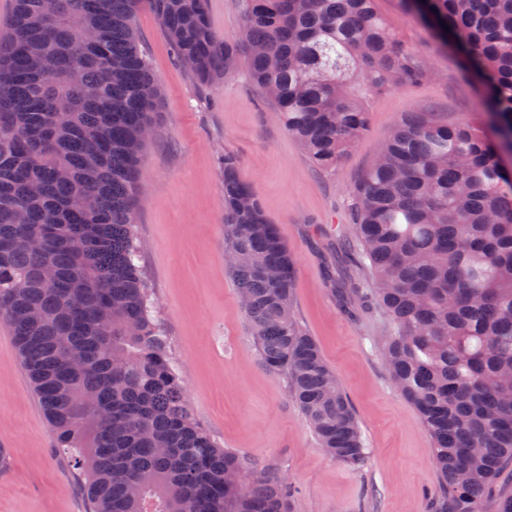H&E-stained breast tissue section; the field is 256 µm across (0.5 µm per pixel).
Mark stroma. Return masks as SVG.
<instances>
[{
    "mask_svg": "<svg viewBox=\"0 0 512 512\" xmlns=\"http://www.w3.org/2000/svg\"><path fill=\"white\" fill-rule=\"evenodd\" d=\"M375 7L430 75L371 97L367 132L329 169L312 163L278 109L243 73L199 87L175 63L155 15L144 10L134 20L161 91L142 159L141 264L196 419L218 445L291 483L293 512H425L439 483L429 436L382 361L388 317L375 307L346 314L326 270L352 237L357 180L407 113L430 112L450 126L478 123L480 90L453 54L436 49L400 0H375ZM226 154L239 158L269 222L295 257L296 317L357 416L369 450L361 468L325 454L282 376L260 362L225 268ZM0 448L11 451L0 461V512H88L76 475L55 449L12 331L1 322Z\"/></svg>",
    "mask_w": 512,
    "mask_h": 512,
    "instance_id": "1",
    "label": "stroma"
}]
</instances>
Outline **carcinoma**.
Returning a JSON list of instances; mask_svg holds the SVG:
<instances>
[{"instance_id": "obj_1", "label": "carcinoma", "mask_w": 512, "mask_h": 512, "mask_svg": "<svg viewBox=\"0 0 512 512\" xmlns=\"http://www.w3.org/2000/svg\"><path fill=\"white\" fill-rule=\"evenodd\" d=\"M238 40L207 0H15L0 44V321L92 512H291L293 488L195 419L156 316L136 215L159 90L132 25L152 12L201 85L245 65L323 169L361 138L368 97L428 76L375 0H243ZM479 81L484 122L411 112L353 190V241L392 330L383 360L431 439L426 512H512V0H401ZM224 253L262 365L331 458L361 467L359 422L295 317L296 267L224 155ZM53 278L46 280L45 271Z\"/></svg>"}]
</instances>
